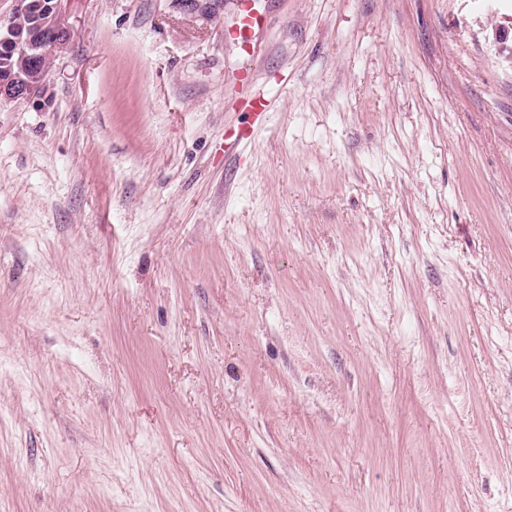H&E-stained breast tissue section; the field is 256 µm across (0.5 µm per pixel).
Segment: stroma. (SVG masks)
Returning <instances> with one entry per match:
<instances>
[{"label":"stroma","mask_w":512,"mask_h":512,"mask_svg":"<svg viewBox=\"0 0 512 512\" xmlns=\"http://www.w3.org/2000/svg\"><path fill=\"white\" fill-rule=\"evenodd\" d=\"M251 4L0 106V512H512V0ZM264 17L262 15L254 14L250 9L245 10L241 15L239 26L232 31H229V35L239 40L246 48L250 46V35L252 31H255L262 27L264 24ZM239 80L243 86L250 89V93L241 101V107L248 112L253 124H261L265 120L266 107L264 95L261 93H253L251 90L255 86L254 76L250 72H243L239 76Z\"/></svg>","instance_id":"stroma-1"}]
</instances>
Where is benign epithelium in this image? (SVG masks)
<instances>
[{
	"label": "benign epithelium",
	"instance_id": "1",
	"mask_svg": "<svg viewBox=\"0 0 512 512\" xmlns=\"http://www.w3.org/2000/svg\"><path fill=\"white\" fill-rule=\"evenodd\" d=\"M10 18L0 24V37L7 40L21 56L18 67L0 68V105L23 102L43 108L49 102L50 72L43 61L67 48L71 28L66 20V0H12ZM28 16L44 36L31 29L16 30L12 18Z\"/></svg>",
	"mask_w": 512,
	"mask_h": 512
}]
</instances>
